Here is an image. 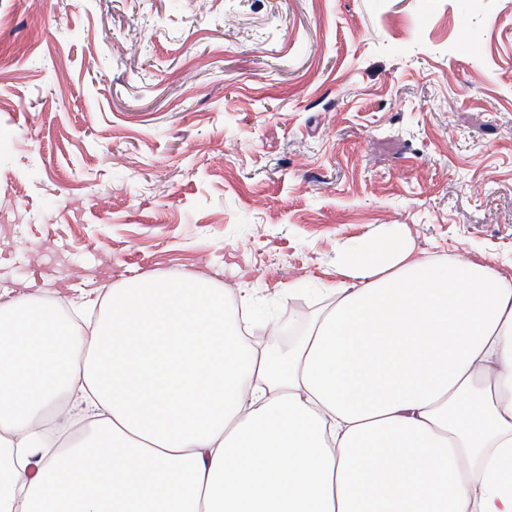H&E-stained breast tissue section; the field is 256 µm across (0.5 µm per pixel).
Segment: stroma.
Instances as JSON below:
<instances>
[{
    "label": "stroma",
    "mask_w": 512,
    "mask_h": 512,
    "mask_svg": "<svg viewBox=\"0 0 512 512\" xmlns=\"http://www.w3.org/2000/svg\"><path fill=\"white\" fill-rule=\"evenodd\" d=\"M392 224L512 275V0H0L9 297L198 270L259 336Z\"/></svg>",
    "instance_id": "1"
}]
</instances>
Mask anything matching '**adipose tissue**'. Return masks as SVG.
I'll return each mask as SVG.
<instances>
[{"mask_svg": "<svg viewBox=\"0 0 512 512\" xmlns=\"http://www.w3.org/2000/svg\"><path fill=\"white\" fill-rule=\"evenodd\" d=\"M288 355L188 272L0 302V512H512V277L338 244Z\"/></svg>", "mask_w": 512, "mask_h": 512, "instance_id": "ef3b65f1", "label": "adipose tissue"}]
</instances>
